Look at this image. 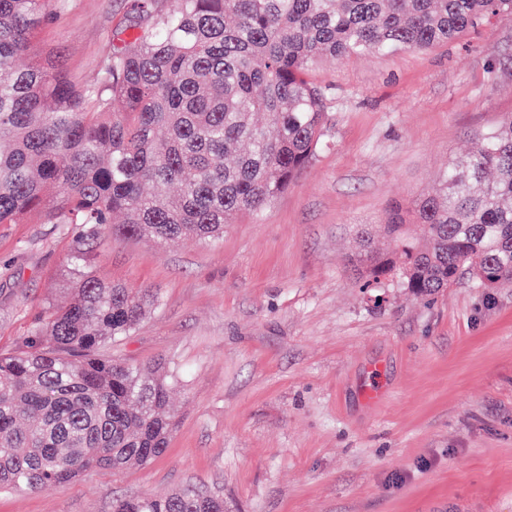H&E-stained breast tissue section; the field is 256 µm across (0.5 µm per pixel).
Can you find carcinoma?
<instances>
[{
	"mask_svg": "<svg viewBox=\"0 0 512 512\" xmlns=\"http://www.w3.org/2000/svg\"><path fill=\"white\" fill-rule=\"evenodd\" d=\"M96 78L75 87L53 55L27 65L43 0H0V224H74L71 300L0 353V489L36 490L96 468L120 472L165 453L177 382L112 358L146 311L150 288L86 267L107 234L160 244L215 241L224 225L288 190L322 144L323 58L426 50L512 16V0H133ZM265 121L259 123L255 114ZM386 250L353 264L364 284L434 295L467 274L512 283V113L474 132ZM112 512H224L219 492L112 497Z\"/></svg>",
	"mask_w": 512,
	"mask_h": 512,
	"instance_id": "cac0c4a2",
	"label": "carcinoma"
}]
</instances>
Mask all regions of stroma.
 I'll list each match as a JSON object with an SVG mask.
<instances>
[{
    "mask_svg": "<svg viewBox=\"0 0 512 512\" xmlns=\"http://www.w3.org/2000/svg\"><path fill=\"white\" fill-rule=\"evenodd\" d=\"M132 0H48L37 52L83 87ZM325 145L217 242L107 237L91 270L161 298L116 349L180 372L166 452L0 492V512H110L114 494L220 491L224 512H512V286L362 287L356 232L410 212L512 112V17L451 44L319 61ZM70 224H0V353L70 298ZM382 393L370 400L368 390Z\"/></svg>",
    "mask_w": 512,
    "mask_h": 512,
    "instance_id": "stroma-1",
    "label": "stroma"
}]
</instances>
